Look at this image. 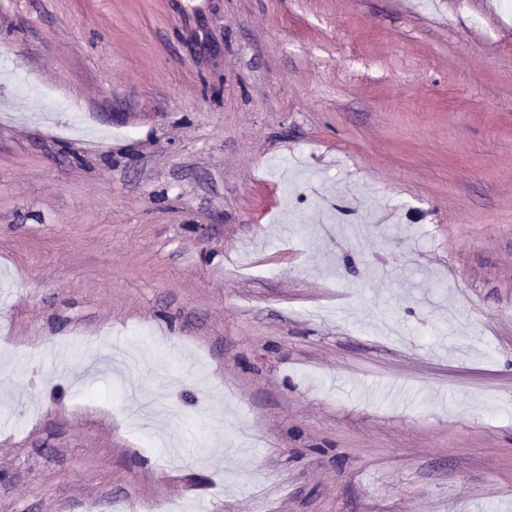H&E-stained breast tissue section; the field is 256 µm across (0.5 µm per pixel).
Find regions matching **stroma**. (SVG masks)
<instances>
[{"mask_svg":"<svg viewBox=\"0 0 512 512\" xmlns=\"http://www.w3.org/2000/svg\"><path fill=\"white\" fill-rule=\"evenodd\" d=\"M169 501L512 512V0H0V512Z\"/></svg>","mask_w":512,"mask_h":512,"instance_id":"1","label":"stroma"}]
</instances>
